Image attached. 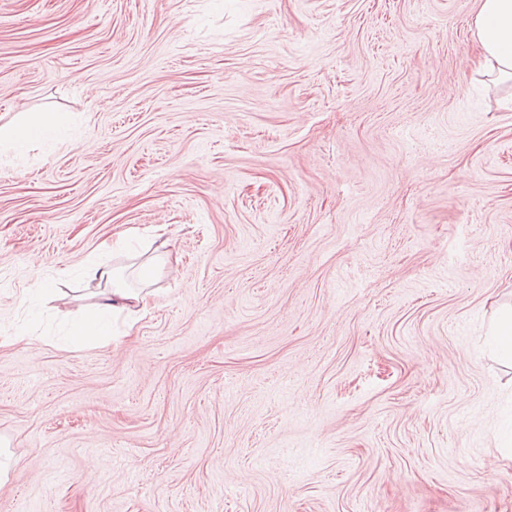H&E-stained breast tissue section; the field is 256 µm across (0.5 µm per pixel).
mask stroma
Masks as SVG:
<instances>
[{
  "instance_id": "1",
  "label": "stroma",
  "mask_w": 512,
  "mask_h": 512,
  "mask_svg": "<svg viewBox=\"0 0 512 512\" xmlns=\"http://www.w3.org/2000/svg\"><path fill=\"white\" fill-rule=\"evenodd\" d=\"M476 8L0 0V125L76 117L0 148V512H512V81ZM110 237L171 255L71 343ZM73 118L69 113H42L18 124L0 126V146L23 149L31 140H54L63 134ZM494 342L502 355L512 360V308L501 315L495 330Z\"/></svg>"
}]
</instances>
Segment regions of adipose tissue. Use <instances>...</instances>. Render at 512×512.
<instances>
[{
  "instance_id": "adipose-tissue-1",
  "label": "adipose tissue",
  "mask_w": 512,
  "mask_h": 512,
  "mask_svg": "<svg viewBox=\"0 0 512 512\" xmlns=\"http://www.w3.org/2000/svg\"><path fill=\"white\" fill-rule=\"evenodd\" d=\"M473 26L478 49L477 71L499 80H512V0H478ZM72 121L70 114L55 112L0 126V145L20 150L33 140L56 139ZM85 275L104 282L105 287L92 310L74 319L81 341L94 343L109 336L114 315L135 308L147 309L150 292L129 287L123 268H111L101 263L88 266Z\"/></svg>"
}]
</instances>
